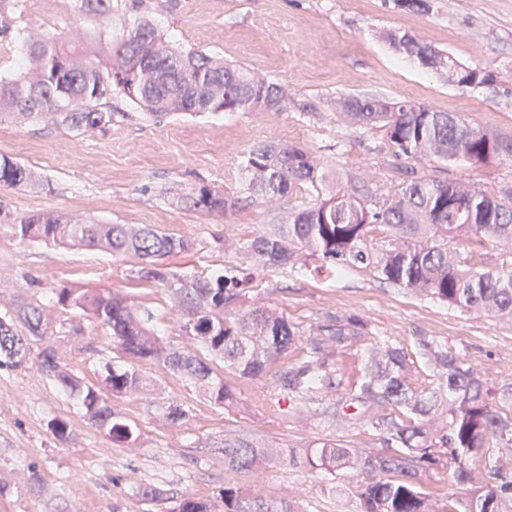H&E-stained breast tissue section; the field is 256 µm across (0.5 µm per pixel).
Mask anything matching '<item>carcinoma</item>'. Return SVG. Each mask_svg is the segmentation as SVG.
Masks as SVG:
<instances>
[{
  "label": "carcinoma",
  "instance_id": "carcinoma-1",
  "mask_svg": "<svg viewBox=\"0 0 512 512\" xmlns=\"http://www.w3.org/2000/svg\"><path fill=\"white\" fill-rule=\"evenodd\" d=\"M406 12L427 14L431 0H393ZM24 0H0V41L17 51L20 70L0 72V122L32 124L48 118L80 133L112 125V95L126 97L150 117L221 112L277 114L293 104L306 113L320 104L299 101L288 88L258 72L234 66L203 51H185L162 34L151 13L153 0H73L76 13L107 19L114 12L135 14L132 25L93 49L71 45L48 29L19 27ZM400 54L413 57L447 81L491 86L493 72L464 67L414 34L388 32ZM338 117L383 132L397 159H428L489 165L512 160V137L460 122L411 100L378 95H346L331 104ZM399 188L379 194L364 180L352 191L333 179L312 153L287 141L255 144L238 167V182L271 215L267 230L247 242L224 240V248L251 263L300 265L311 258L343 276L365 272L378 281L452 308L512 322V253L485 264L486 243L512 242V188L490 195L463 180H430L401 167ZM0 184L37 187L34 169L0 159ZM305 206L288 211L285 199L300 190ZM207 185L177 193V205L208 215L237 204ZM23 243L68 245L107 251L136 260V278L167 289L182 309L181 335L194 349L166 342L150 326L153 314L110 290L60 288L56 303L79 309L112 336L120 360L103 364L100 386L87 383L58 359L52 322L43 310L19 302L0 317V369L24 367L32 339L43 375L74 397L83 415L119 448H137L140 429L112 407V400L144 387L137 362H153L179 374L209 401L226 409L238 403L236 390L210 365L213 358L241 377H260L298 342L310 355L277 381L296 399L295 412L320 402L335 388V350L358 334L347 319L330 336L303 337L299 328L272 308L230 315L252 281L249 268L226 266L208 277L181 279L162 259L190 249L193 242L145 224H70L57 212L20 217L12 224ZM464 243L465 250L450 247ZM421 355L437 381L419 380L408 352L377 343L361 354V372L346 400L322 403V414L338 423L363 424L382 450L363 456L339 443L312 441L283 448L235 430L224 432L215 448L224 468L255 471L274 458L311 472L361 475V512H512V383L492 388L453 347L422 342ZM454 465L466 497L446 511L423 493L420 478ZM170 512H299L292 499H266L235 483L224 485L221 503L182 497Z\"/></svg>",
  "mask_w": 512,
  "mask_h": 512
}]
</instances>
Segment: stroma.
I'll return each mask as SVG.
<instances>
[{
	"mask_svg": "<svg viewBox=\"0 0 512 512\" xmlns=\"http://www.w3.org/2000/svg\"><path fill=\"white\" fill-rule=\"evenodd\" d=\"M133 19L130 13L107 20L80 17L71 0H47L27 5L18 24L65 35L78 28L104 41ZM152 19L183 49L264 73L303 99L363 93L408 99L512 136V0H432L425 15L395 9L392 0H180L175 11H153ZM388 31L414 33L463 66L491 70L497 82L489 88L448 83L396 52L383 38ZM111 103V127L84 135L48 120L0 123V157L29 165L46 181L39 188L0 186V315L20 301L40 305L54 322L60 362L91 383L113 343L91 317L58 306L55 289L120 291L153 312L160 336L185 347L189 341L180 334L179 314L163 288L134 279L131 259L20 243L11 229L14 218L54 211L74 224H148L192 238L190 250L166 259L176 276L190 279L235 263L224 250L225 236L252 239L269 217L251 198H240L224 215H204L173 204L169 192L204 184L236 193L237 167L254 144L287 140L320 156L341 176L365 179L383 193L398 186V162L381 131L343 124L329 112L310 115L291 107L276 115L227 112L154 121L122 96ZM413 166L424 178L466 179L490 193L512 187V161L475 166L417 160ZM253 276L243 310L275 309L303 335H321L323 326L339 319L362 321L358 336L336 351L343 374L336 396L357 380L363 351L383 341L408 349L421 379L428 370L420 344L434 341L453 346L486 372L491 386L512 382L510 322L410 296L360 272L340 276L314 259L297 267L263 265ZM307 353L305 344H297L265 377L225 372L241 398L232 412L178 374L142 364L146 389L116 401L141 429L137 448L114 447L36 361L0 370V512H168L170 496L215 500L228 481L268 499L294 498L301 512H359L355 473L324 476L278 460L257 474L231 472L210 446L231 426L284 447L319 439L379 451L367 428L336 426L316 415L297 421L291 392L273 385L272 377ZM172 404L191 410L182 426L164 418ZM55 418L66 421L69 442L54 438L49 422ZM145 487L160 491V498L143 497Z\"/></svg>",
	"mask_w": 512,
	"mask_h": 512,
	"instance_id": "stroma-1",
	"label": "stroma"
}]
</instances>
